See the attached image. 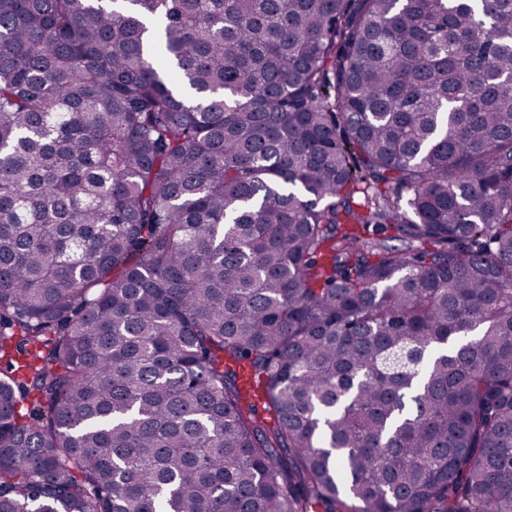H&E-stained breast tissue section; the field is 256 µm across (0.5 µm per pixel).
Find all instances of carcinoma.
Returning <instances> with one entry per match:
<instances>
[{
	"label": "carcinoma",
	"mask_w": 512,
	"mask_h": 512,
	"mask_svg": "<svg viewBox=\"0 0 512 512\" xmlns=\"http://www.w3.org/2000/svg\"><path fill=\"white\" fill-rule=\"evenodd\" d=\"M0 512H512V0H0Z\"/></svg>",
	"instance_id": "obj_1"
}]
</instances>
